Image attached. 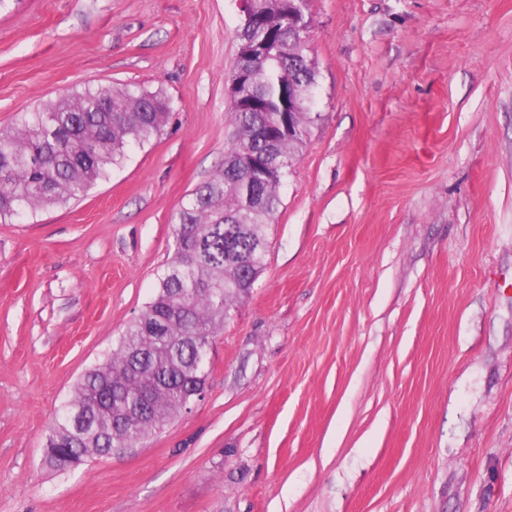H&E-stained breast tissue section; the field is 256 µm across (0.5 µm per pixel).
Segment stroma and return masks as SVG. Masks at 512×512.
I'll return each mask as SVG.
<instances>
[{
	"label": "stroma",
	"instance_id": "1",
	"mask_svg": "<svg viewBox=\"0 0 512 512\" xmlns=\"http://www.w3.org/2000/svg\"><path fill=\"white\" fill-rule=\"evenodd\" d=\"M305 144L202 399L60 472L56 410L151 301L235 126L237 0H8L0 130L162 92L84 197L0 223V512H512V0H307Z\"/></svg>",
	"mask_w": 512,
	"mask_h": 512
}]
</instances>
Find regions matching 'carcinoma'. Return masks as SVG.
Here are the masks:
<instances>
[{
    "instance_id": "carcinoma-1",
    "label": "carcinoma",
    "mask_w": 512,
    "mask_h": 512,
    "mask_svg": "<svg viewBox=\"0 0 512 512\" xmlns=\"http://www.w3.org/2000/svg\"><path fill=\"white\" fill-rule=\"evenodd\" d=\"M262 7L253 35L279 36L252 75L250 94L263 107L245 112L232 105L234 141L223 167L174 215L172 255L153 298L112 352L80 377L54 422L45 461L55 470L132 447L189 408L210 367L198 356L200 343L224 328L231 303L249 295L263 270L266 227L303 143L308 109L295 111L293 137L268 140L264 133L276 126L288 74L305 89L316 73L296 62L307 57V38L292 41L275 0ZM170 109L160 91L99 85L22 113L12 130L0 132V223L83 197L132 147L159 135ZM271 149L281 158L274 171L245 164Z\"/></svg>"
}]
</instances>
